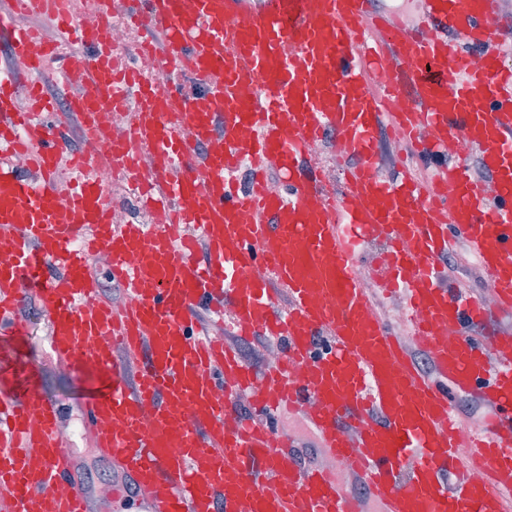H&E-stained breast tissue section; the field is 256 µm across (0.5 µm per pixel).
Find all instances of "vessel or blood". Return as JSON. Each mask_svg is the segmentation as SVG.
Segmentation results:
<instances>
[{
	"mask_svg": "<svg viewBox=\"0 0 512 512\" xmlns=\"http://www.w3.org/2000/svg\"><path fill=\"white\" fill-rule=\"evenodd\" d=\"M29 2L49 8L59 37L83 43L61 73L95 94L72 95L61 115L41 83L21 85L0 65V358L21 366L0 375V512H90L59 408L36 396L22 365L19 311L31 296L61 368L102 376L81 427L143 512H365L335 472L303 464L279 432V414L301 410L378 512H512V334L471 332L512 316V67L500 55L512 23L497 0H421L409 26L377 0H195L189 10L184 0H132L143 47L162 45L160 70L198 74L204 88L191 98L113 73L100 35L60 21L64 0ZM0 41L42 73L45 46L2 10ZM130 90L139 107L119 143L98 116ZM398 97L410 106L395 121L414 137L433 132L413 142L432 167L427 179L376 173L378 132ZM72 116L125 171L153 155L157 176L142 194L168 223H113L90 158L61 197ZM185 126L193 138L180 136ZM328 131L353 161L331 201L305 162ZM452 139L479 152L493 194L449 164ZM16 154L38 181L12 166ZM244 160L248 191L235 178ZM272 170L285 193L266 191ZM376 234L388 241L380 263L389 270L377 291L399 294L411 312L408 333L432 375L370 307L359 267ZM460 240L493 304L443 271L440 257ZM96 253L108 255L132 305L87 307L98 294L86 264ZM209 319L280 342V364L257 370L210 335ZM451 328L453 342L443 338ZM454 390L487 407L480 427L458 417Z\"/></svg>",
	"mask_w": 512,
	"mask_h": 512,
	"instance_id": "1",
	"label": "vessel or blood"
}]
</instances>
